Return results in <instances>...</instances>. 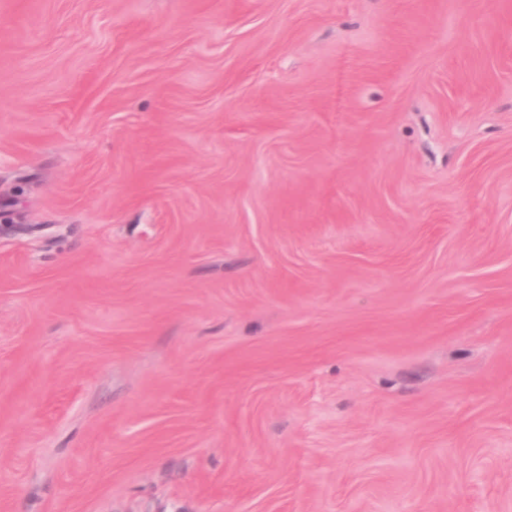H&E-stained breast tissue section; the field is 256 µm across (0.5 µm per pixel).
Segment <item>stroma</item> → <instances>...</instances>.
<instances>
[{"instance_id":"stroma-1","label":"stroma","mask_w":512,"mask_h":512,"mask_svg":"<svg viewBox=\"0 0 512 512\" xmlns=\"http://www.w3.org/2000/svg\"><path fill=\"white\" fill-rule=\"evenodd\" d=\"M0 512H512V0H0Z\"/></svg>"}]
</instances>
